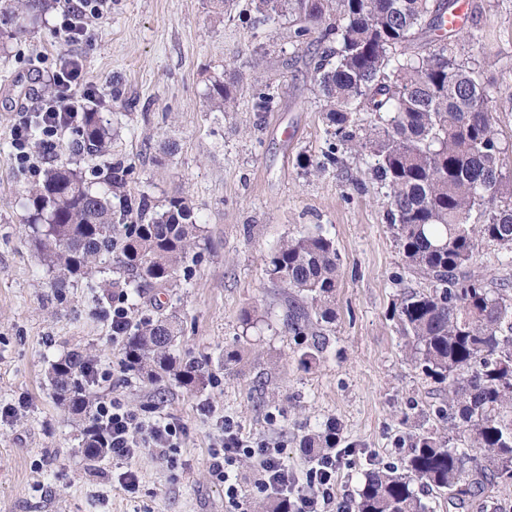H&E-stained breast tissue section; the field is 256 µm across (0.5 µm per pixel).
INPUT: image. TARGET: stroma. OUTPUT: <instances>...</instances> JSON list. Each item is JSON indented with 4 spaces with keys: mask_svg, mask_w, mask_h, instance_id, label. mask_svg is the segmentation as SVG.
Here are the masks:
<instances>
[{
    "mask_svg": "<svg viewBox=\"0 0 512 512\" xmlns=\"http://www.w3.org/2000/svg\"><path fill=\"white\" fill-rule=\"evenodd\" d=\"M468 2L469 23L456 40L497 87L499 138L512 149V0ZM57 16L48 8L23 36L0 43V404L20 409L16 423L0 425V512H257L263 494L250 461L239 466V504L225 498L209 467L225 421L280 449L300 477L311 460L305 435L331 418L345 450L336 499L355 507L367 472L401 465L416 436L448 425L434 415L442 385L407 360L392 316L404 291L426 283L409 269L386 221L383 189L349 156L319 176L296 165L299 153L317 156L326 147L323 101L310 78L318 43L293 41L285 23L256 27L250 0H237L228 14L216 12L213 0H112L110 13L91 20L72 47L112 122L109 150L77 154L69 130L38 169L23 171L10 129L44 88L34 60L50 63L64 50ZM471 32L477 41L468 40ZM227 73L238 78L239 108L210 111L205 92ZM261 84L279 93L274 111L252 109ZM167 141L177 143L175 153H161ZM120 159L134 170L132 194L148 196L157 210L184 196L201 217L200 258L177 275L174 290L150 298L180 317L181 356L209 360L203 387L189 391L124 371L102 316V289L83 281L57 289L26 236L25 199L44 169L67 161L90 177ZM318 227L334 241L341 276L324 349L304 367L282 325L266 259L284 240ZM248 311L254 324L242 321ZM229 347L241 355L226 366ZM72 350L91 352L107 371L97 395L178 423L177 447L163 455L144 449L122 467L108 457L86 462L80 429L46 378L49 362ZM124 467L138 474L135 494L113 485Z\"/></svg>",
    "mask_w": 512,
    "mask_h": 512,
    "instance_id": "1",
    "label": "stroma"
}]
</instances>
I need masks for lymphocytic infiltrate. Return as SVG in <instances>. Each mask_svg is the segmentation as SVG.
Masks as SVG:
<instances>
[{
	"mask_svg": "<svg viewBox=\"0 0 512 512\" xmlns=\"http://www.w3.org/2000/svg\"><path fill=\"white\" fill-rule=\"evenodd\" d=\"M111 0H64L60 12L59 34L64 44L74 43L82 31L87 15H100L110 7ZM47 92L40 106L23 113L11 130V147L15 161L24 168H35L36 155L32 152V130L40 128V144L44 153H53L56 139L61 133L74 128L75 120L84 109L90 93L84 88L85 75L78 60H71L52 70L47 76ZM94 425L100 426V438L113 459L126 461L138 455L142 449L158 451L174 447L179 427L159 417L142 419L127 410L115 399L97 401L92 415ZM252 460L256 465L259 488L267 493L279 492L288 498L289 512H346L334 495L336 470L340 455L323 454L314 459L306 473L309 495L293 493L295 479L288 471L279 449L269 447L263 441L242 438L232 424H225L221 448L211 454V470L224 484V495L230 501H238L242 489L236 466L240 461Z\"/></svg>",
	"mask_w": 512,
	"mask_h": 512,
	"instance_id": "obj_1",
	"label": "lymphocytic infiltrate"
}]
</instances>
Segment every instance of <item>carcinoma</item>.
Wrapping results in <instances>:
<instances>
[{"label":"carcinoma","mask_w":512,"mask_h":512,"mask_svg":"<svg viewBox=\"0 0 512 512\" xmlns=\"http://www.w3.org/2000/svg\"><path fill=\"white\" fill-rule=\"evenodd\" d=\"M262 26L286 20L301 42L317 35L320 52L313 80L324 101L329 135L321 157L302 155L297 165L322 172L344 156L369 159L372 180L385 190L387 223L403 255L429 288L411 292L395 307L409 358L448 384L436 416L460 430L463 447L436 432L413 441L403 463L374 469L365 480L357 512H436L413 489L464 506L498 484L512 483V289L474 274L479 242L512 252V161L496 130L497 91L478 68L458 54L453 30L442 19L456 0H251ZM44 0H3L0 38L25 30ZM424 35L425 49L411 50ZM238 81L217 78L206 98L213 112L235 107ZM253 111L270 112L278 93L256 87ZM77 152L107 151L112 129L91 108L76 128ZM132 167L112 164L93 188L68 163L49 168L28 191L31 242L55 285L70 279L92 283L108 267L119 274L112 287L130 307L173 285L200 233L199 215L183 197L160 211L126 187ZM270 281L282 288L284 328L295 337L335 321L339 281L333 240L318 229L284 241L268 256ZM176 315L162 309L129 322L123 342L124 370L150 382L193 390L209 381L206 360L179 353ZM88 354L68 352L49 365L58 405L81 424L79 451L88 462L105 455L90 423ZM340 427L326 422L303 441L313 452L333 448Z\"/></svg>","instance_id":"obj_1"}]
</instances>
